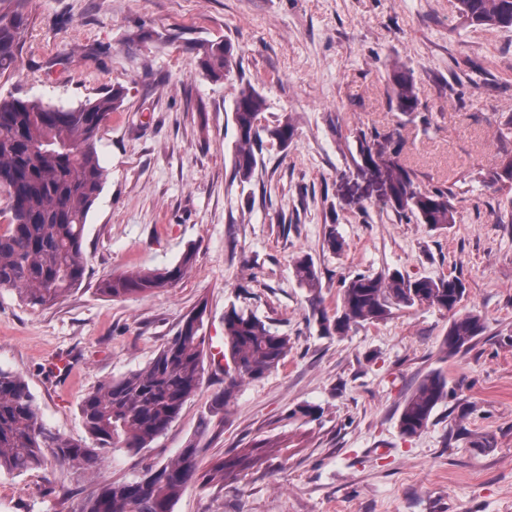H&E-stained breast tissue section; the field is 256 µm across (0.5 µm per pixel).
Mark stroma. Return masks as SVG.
I'll return each mask as SVG.
<instances>
[{
	"label": "stroma",
	"mask_w": 512,
	"mask_h": 512,
	"mask_svg": "<svg viewBox=\"0 0 512 512\" xmlns=\"http://www.w3.org/2000/svg\"><path fill=\"white\" fill-rule=\"evenodd\" d=\"M456 0H25L24 47L0 75V94L74 106L115 87L120 111L102 125L107 171L85 227V280L50 308L0 290V369L21 375L41 420L83 440L80 403L142 370L199 302L204 332L224 312L257 316L290 340L283 362L242 381L225 412L202 426L224 378L206 372L179 417L137 455L107 452L83 477L49 461L0 471V512H78L104 481L129 480L198 439L199 463L258 448L236 478L188 485L174 512H512V223L502 192L481 176L512 150V31L468 25ZM147 33L137 47L131 32ZM228 39L269 120H291L287 149L267 145L250 184L233 178L237 82L203 79L189 39ZM480 65L473 71L465 59ZM414 69L419 116L391 109L390 77ZM372 133L381 166L348 162L350 136ZM414 171L423 189L450 187L457 221L442 229L400 221L385 206L383 163ZM335 224L340 253L324 242ZM194 259L173 287L112 299V274ZM310 256L334 310L344 276L397 270L461 276L462 311L485 336L443 357L451 321L431 307L320 335L295 276ZM70 357L59 383L51 362ZM435 369L449 395L420 435L398 418ZM313 406V416L297 409Z\"/></svg>",
	"instance_id": "stroma-1"
}]
</instances>
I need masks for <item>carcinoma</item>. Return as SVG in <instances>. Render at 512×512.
Returning a JSON list of instances; mask_svg holds the SVG:
<instances>
[{
  "label": "carcinoma",
  "instance_id": "1",
  "mask_svg": "<svg viewBox=\"0 0 512 512\" xmlns=\"http://www.w3.org/2000/svg\"><path fill=\"white\" fill-rule=\"evenodd\" d=\"M22 3L16 0L12 11L0 15V75L15 68L22 52ZM456 8L472 26L512 30V0H457ZM191 50L205 78L221 79L236 65L233 46L226 39L197 40ZM391 82L395 110L408 116L418 112L412 70H395ZM122 102L120 88L73 107L0 95V188L7 192L9 211L7 225L0 230V290L16 291L29 305L50 307L84 281L85 224L105 183L97 152L98 133ZM235 103L233 167L235 176L248 182L263 150V138L286 149L296 128L287 119L273 125L263 123L266 99L249 80H240ZM351 160L355 165L374 162L370 139L363 131L357 135L356 155ZM388 167L386 206L399 219L433 228L456 223L451 189L422 190L415 186L406 165L390 160ZM486 179L500 191H512V154H505ZM192 261L193 253L188 251L171 268L112 275L100 281L99 291L120 298L167 288L182 278ZM295 273L300 285L312 293L313 318L321 331L331 336L344 335L353 324L384 320L394 309L414 306L452 314L441 345L446 356L468 351L486 330L480 314L459 312L466 286L458 276L358 273L342 281L336 312L330 315L322 307L320 271L313 259H297ZM205 313L206 304L201 302L182 318L175 335L144 370L114 379L84 398L81 415L89 444L54 434L39 418L22 376L0 370V470L20 474L42 467L52 456L80 476L97 470L109 449L134 453L148 447L202 384L207 356ZM288 348V337L272 331L255 316L234 306L225 310L224 355L231 367L224 371V390L211 396L202 426L224 412L240 382L261 378L277 368ZM447 397L445 376L439 372L426 375L400 411L401 434L413 437L422 433ZM200 451L198 443L191 442L170 462L151 466L128 481L100 485L83 499L79 512H172L187 484L223 481L243 457L258 461L251 449L241 458L221 459L203 472L198 466Z\"/></svg>",
  "mask_w": 512,
  "mask_h": 512
}]
</instances>
